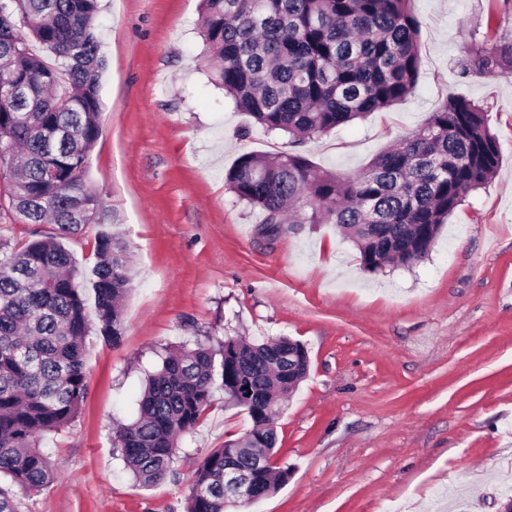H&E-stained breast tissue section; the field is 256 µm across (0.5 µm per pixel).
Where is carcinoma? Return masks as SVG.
I'll return each mask as SVG.
<instances>
[{
  "mask_svg": "<svg viewBox=\"0 0 512 512\" xmlns=\"http://www.w3.org/2000/svg\"><path fill=\"white\" fill-rule=\"evenodd\" d=\"M409 2L202 0L211 80L257 125L296 146L328 135L413 93L419 22ZM97 9V0H0V175L23 223L56 227L23 243L0 240V475L25 494L57 478L43 438L74 421L87 391L84 280L95 294L100 333L113 343L132 281L131 248L105 224L102 201L86 181L102 132ZM31 38L53 61L31 53ZM464 71L512 76V41L476 49ZM15 84L26 87V99L11 94ZM498 160L485 110L452 98L355 174L324 170L297 152L246 153L225 184L272 229L336 225L376 272L424 260ZM91 224L98 261L84 273L63 240ZM308 369L305 347L287 336L184 344L148 376L137 417L115 428V448L136 481L163 482L176 473L179 438L222 391L252 427L199 459L184 512L244 509L248 504L224 491V468L250 476L265 498L288 480V468L273 462L274 415Z\"/></svg>",
  "mask_w": 512,
  "mask_h": 512,
  "instance_id": "obj_1",
  "label": "carcinoma"
}]
</instances>
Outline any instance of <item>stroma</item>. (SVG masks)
<instances>
[{"label":"stroma","instance_id":"35a3bbf8","mask_svg":"<svg viewBox=\"0 0 512 512\" xmlns=\"http://www.w3.org/2000/svg\"><path fill=\"white\" fill-rule=\"evenodd\" d=\"M414 93L389 112L292 146L249 125L209 78L200 0H99L102 135L87 182L134 251L122 334L86 338L88 390L48 434L61 465L19 512H183L194 463L251 426L216 394L181 438L177 477L144 488L112 445L164 346L288 336L310 371L276 418L290 477L247 512H500L512 490V77L460 75L467 49L512 40V0H411ZM456 96L480 104L500 148L429 256L363 268L330 224L272 233L224 186L245 153L299 150L362 170Z\"/></svg>","mask_w":512,"mask_h":512}]
</instances>
